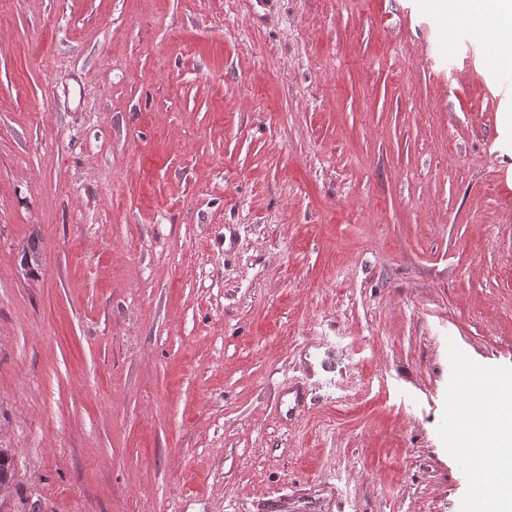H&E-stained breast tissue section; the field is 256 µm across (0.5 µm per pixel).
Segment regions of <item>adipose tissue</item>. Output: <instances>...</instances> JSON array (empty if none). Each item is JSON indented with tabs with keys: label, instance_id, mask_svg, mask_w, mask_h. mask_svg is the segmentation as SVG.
<instances>
[{
	"label": "adipose tissue",
	"instance_id": "adipose-tissue-1",
	"mask_svg": "<svg viewBox=\"0 0 512 512\" xmlns=\"http://www.w3.org/2000/svg\"><path fill=\"white\" fill-rule=\"evenodd\" d=\"M456 11L468 19L496 18L495 45L512 47V0H458ZM493 431L475 429L464 440L480 451L481 476L477 478L479 512H512V395H504L495 410Z\"/></svg>",
	"mask_w": 512,
	"mask_h": 512
}]
</instances>
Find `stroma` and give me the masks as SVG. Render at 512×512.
<instances>
[{"label": "stroma", "mask_w": 512, "mask_h": 512, "mask_svg": "<svg viewBox=\"0 0 512 512\" xmlns=\"http://www.w3.org/2000/svg\"><path fill=\"white\" fill-rule=\"evenodd\" d=\"M504 74L433 0H0V512H472Z\"/></svg>", "instance_id": "obj_1"}]
</instances>
